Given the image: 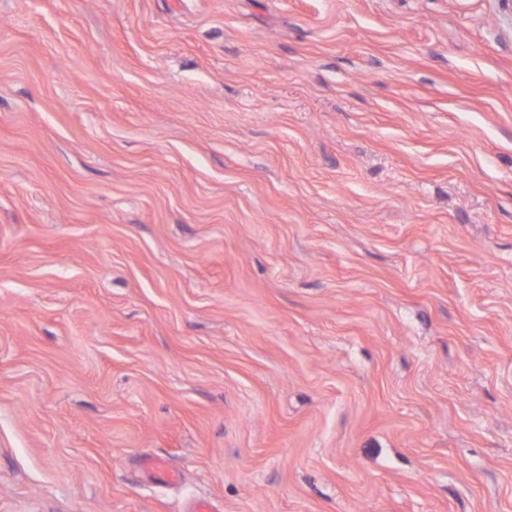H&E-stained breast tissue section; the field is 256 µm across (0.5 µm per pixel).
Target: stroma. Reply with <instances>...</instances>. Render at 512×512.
Masks as SVG:
<instances>
[{"instance_id": "obj_1", "label": "stroma", "mask_w": 512, "mask_h": 512, "mask_svg": "<svg viewBox=\"0 0 512 512\" xmlns=\"http://www.w3.org/2000/svg\"><path fill=\"white\" fill-rule=\"evenodd\" d=\"M195 500L512 512V0H0V512Z\"/></svg>"}]
</instances>
